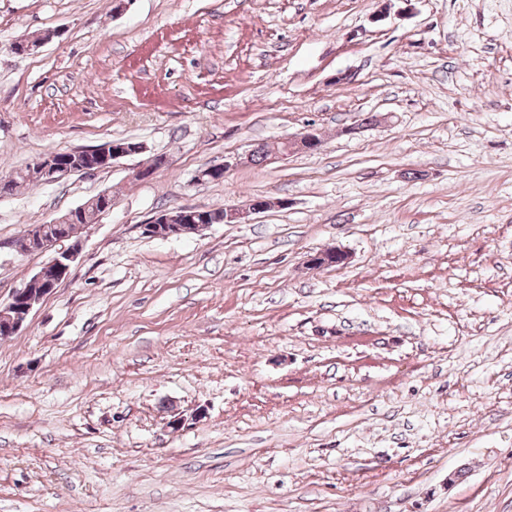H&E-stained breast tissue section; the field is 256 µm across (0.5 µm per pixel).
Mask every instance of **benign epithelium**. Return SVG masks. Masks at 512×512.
<instances>
[{
	"label": "benign epithelium",
	"mask_w": 512,
	"mask_h": 512,
	"mask_svg": "<svg viewBox=\"0 0 512 512\" xmlns=\"http://www.w3.org/2000/svg\"><path fill=\"white\" fill-rule=\"evenodd\" d=\"M142 145H121L106 143L93 148H77L66 151L61 157L48 154L37 158L31 166L32 174L42 183L59 182L74 174H90L107 170L126 157L138 154ZM319 149L317 132L309 128L295 136L282 140V146L269 152L267 161L286 159L295 152H314ZM110 194L102 192L83 202L47 224H30L25 229V238L32 241L35 251L43 252L63 245L55 256L31 277L22 287L13 291L7 304L0 307V330L3 335L16 334L27 320L30 312L43 297L52 292L69 275L72 265L83 250L81 232L96 224L112 209ZM272 206L269 199H256L249 206L224 207V223L242 224L251 213H257ZM198 212L184 208L176 222L169 224L164 236L200 234L208 225L195 221Z\"/></svg>",
	"instance_id": "7a95c632"
}]
</instances>
